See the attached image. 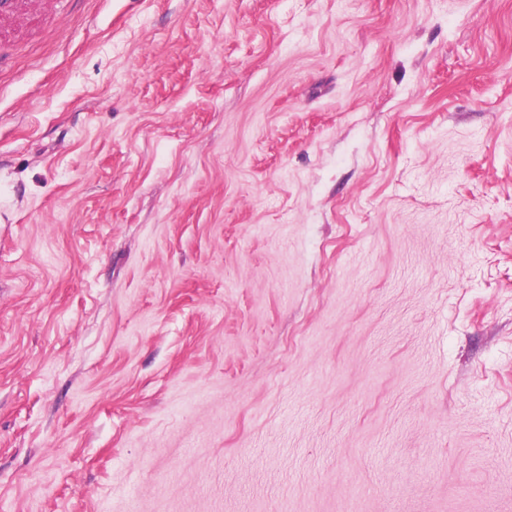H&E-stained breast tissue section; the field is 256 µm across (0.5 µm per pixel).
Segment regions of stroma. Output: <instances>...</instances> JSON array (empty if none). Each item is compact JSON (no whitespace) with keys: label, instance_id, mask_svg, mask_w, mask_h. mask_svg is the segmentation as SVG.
<instances>
[{"label":"stroma","instance_id":"1","mask_svg":"<svg viewBox=\"0 0 512 512\" xmlns=\"http://www.w3.org/2000/svg\"><path fill=\"white\" fill-rule=\"evenodd\" d=\"M0 512H512V0L18 26Z\"/></svg>","mask_w":512,"mask_h":512}]
</instances>
